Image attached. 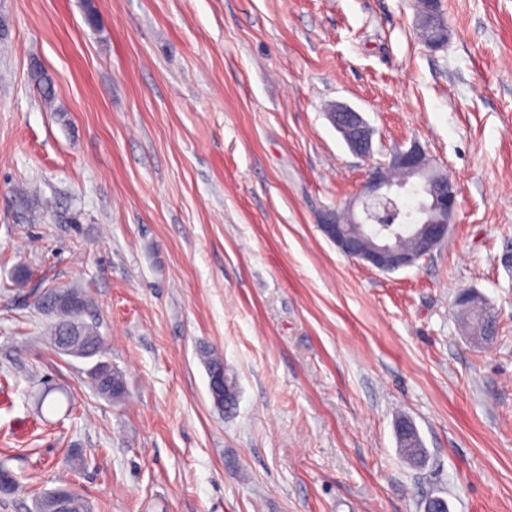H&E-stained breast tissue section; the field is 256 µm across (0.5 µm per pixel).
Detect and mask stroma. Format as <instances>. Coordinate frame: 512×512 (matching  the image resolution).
<instances>
[{"label": "stroma", "instance_id": "1", "mask_svg": "<svg viewBox=\"0 0 512 512\" xmlns=\"http://www.w3.org/2000/svg\"><path fill=\"white\" fill-rule=\"evenodd\" d=\"M440 3L433 49L415 0H0V512L61 485L91 512H512V0ZM334 102L371 160L417 141L459 189L414 266L318 227L371 161ZM49 288L86 294L122 400L46 341ZM465 289L493 344L463 332ZM435 2L437 0H427L430 7L428 12L424 14H417L416 24L418 28L425 29L426 26H430L432 24L437 28L436 36L432 38L426 37V44L431 48H437L443 46L448 40V27L444 22H442L439 18V10ZM327 116L354 154L363 158L370 157L373 131L360 112L344 104H334L329 108ZM200 357L209 380L215 374L224 377L222 384L215 389V393L210 389L208 383L209 394L214 406L224 413H231L236 408L238 401V388L235 378L226 373L223 358L214 351L203 348L200 350ZM405 419H406L405 417H401L396 422V424L398 422H400L399 425H401L403 427V433L401 435H397L398 446L400 448L401 456L404 459V461L409 465L417 466L423 462V458H424L423 451L425 448L423 446V441H422L417 429L415 427H414L415 429H412L411 425H413V424L410 421L405 420ZM416 447H421L422 451L417 452L416 454L411 455V456L405 455V453L403 451L404 448H416Z\"/></svg>", "mask_w": 512, "mask_h": 512}]
</instances>
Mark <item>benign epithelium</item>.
<instances>
[{"label":"benign epithelium","instance_id":"obj_1","mask_svg":"<svg viewBox=\"0 0 512 512\" xmlns=\"http://www.w3.org/2000/svg\"><path fill=\"white\" fill-rule=\"evenodd\" d=\"M436 2L437 0H427L428 12L416 18L417 26L422 29L432 24L437 28L436 36L426 39L427 46L431 48L440 47L448 40V27L439 18ZM327 116L354 154L363 158L371 155L373 131L361 113L347 105L334 104L329 108ZM433 165L434 159L416 141L407 148L393 151L387 162L368 168L363 186L347 208L323 213L319 220V229L344 255L381 272L392 273L415 265L420 256L395 250L390 246L389 239L382 235L377 236L376 243L364 246L352 226L360 228L364 224L373 223L374 204L394 201L402 196L406 183L393 181V171L403 170L420 175ZM416 184L428 203V210L442 215V219L437 222L431 221L425 214L420 216L418 235L423 244V255L426 256L431 247L448 239L450 224L459 207V190L453 182L434 187L418 179Z\"/></svg>","mask_w":512,"mask_h":512}]
</instances>
